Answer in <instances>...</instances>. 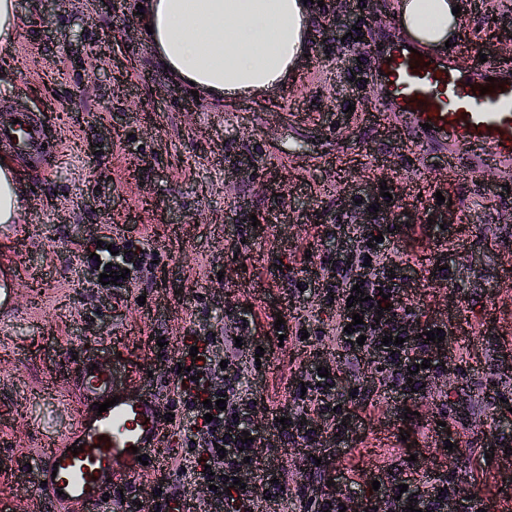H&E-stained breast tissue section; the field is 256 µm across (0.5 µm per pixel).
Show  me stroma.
Listing matches in <instances>:
<instances>
[{
  "label": "stroma",
  "instance_id": "obj_1",
  "mask_svg": "<svg viewBox=\"0 0 512 512\" xmlns=\"http://www.w3.org/2000/svg\"><path fill=\"white\" fill-rule=\"evenodd\" d=\"M129 3L115 12L66 0L42 20L34 0H17V37L0 48V113L20 102L53 129L38 160L15 162L29 186L20 226L0 224V260L18 275L14 307L0 315V458L9 461L0 504L57 512L29 469L76 420L70 378L81 359L149 385L174 416L167 448L181 458L189 415L171 386L182 345L234 332L245 356L213 384L240 371L253 382L263 428L255 473L278 475L276 512H316L324 497L362 510L395 478L418 494L442 484L470 491L457 512L475 502L512 512V193L490 170L448 178L437 156L380 116L364 59L397 37L396 0H324L298 79L228 102L192 96L163 71L138 26L139 0ZM465 6L475 52L457 63L474 69L479 49L512 37V0ZM369 11L381 21L363 43L342 44L328 28ZM106 35L109 54L94 55ZM384 186L402 220L391 243L403 258L397 312L446 330L442 369L407 395L388 373L338 365L348 430L337 436L322 419L308 449L269 423L299 412L294 393L314 353L337 351L338 307L323 288L336 253L327 233L349 220L353 195ZM115 242L145 261L127 284L104 288L92 255ZM440 263L444 281L434 276Z\"/></svg>",
  "mask_w": 512,
  "mask_h": 512
}]
</instances>
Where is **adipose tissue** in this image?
<instances>
[{
    "mask_svg": "<svg viewBox=\"0 0 512 512\" xmlns=\"http://www.w3.org/2000/svg\"><path fill=\"white\" fill-rule=\"evenodd\" d=\"M460 0H398L407 40L430 53L457 41ZM159 63L176 80L220 98L265 96L286 85L310 51L313 13L304 0H146ZM26 183L0 162V224L19 221Z\"/></svg>",
    "mask_w": 512,
    "mask_h": 512,
    "instance_id": "1",
    "label": "adipose tissue"
}]
</instances>
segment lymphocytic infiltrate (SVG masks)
Wrapping results in <instances>:
<instances>
[{"label":"lymphocytic infiltrate","instance_id":"obj_1","mask_svg":"<svg viewBox=\"0 0 512 512\" xmlns=\"http://www.w3.org/2000/svg\"><path fill=\"white\" fill-rule=\"evenodd\" d=\"M389 239L367 245L359 243L357 249H340L328 267L325 288L334 295L341 306L339 313L342 327L336 332V343L346 352L366 351L380 359L385 371L401 380L405 391L422 389L427 379L438 372L439 365L434 358L435 342L416 337L408 322L397 319L379 318L376 304L381 294H388L391 306H398L399 288L391 278V270L397 269L395 260L389 259ZM360 286L366 299L350 302L353 286ZM363 318L355 326L357 336H364V343L349 340L343 327L353 324V315ZM400 338L397 346L383 345V338ZM198 348L197 356L182 353V371L176 380L179 391L190 412L189 423L184 427L183 441L192 446L193 465H177L170 470L168 480L158 482L157 499L159 512H180L182 504L178 496L169 490L171 479L202 480L214 484L210 503L215 512H249L255 502L252 488H240L238 478L248 474L249 458L255 457L258 434L252 411L255 403L251 397V385L247 377L237 376L229 390L212 387L211 380L220 370L221 360H232L241 356L230 336L215 338L204 336L193 341ZM223 346V354H216V346ZM224 400L221 410H207L205 400ZM250 435V442H243V435ZM401 480H394L385 489L394 512H447L448 495L438 491L429 496L413 495L402 491Z\"/></svg>","mask_w":512,"mask_h":512}]
</instances>
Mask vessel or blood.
Here are the masks:
<instances>
[{"label":"vessel or blood","instance_id":"obj_1","mask_svg":"<svg viewBox=\"0 0 512 512\" xmlns=\"http://www.w3.org/2000/svg\"><path fill=\"white\" fill-rule=\"evenodd\" d=\"M371 80L406 139L441 156L449 176L495 170L512 179V64L462 71L453 57L410 52L396 41L376 51ZM0 127V149L34 157L46 139L44 121L18 112ZM74 386L81 410L72 429L50 444L34 475L64 512H96L112 486L142 471L139 455L156 459L167 414L150 388L116 394V371L81 361ZM114 399L99 411L98 403Z\"/></svg>","mask_w":512,"mask_h":512}]
</instances>
